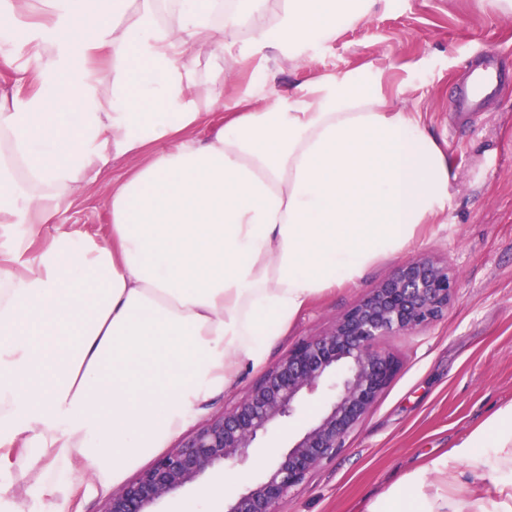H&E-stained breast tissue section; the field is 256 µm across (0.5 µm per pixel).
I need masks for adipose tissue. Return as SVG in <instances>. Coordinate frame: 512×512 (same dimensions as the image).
I'll use <instances>...</instances> for the list:
<instances>
[{
    "label": "adipose tissue",
    "instance_id": "obj_1",
    "mask_svg": "<svg viewBox=\"0 0 512 512\" xmlns=\"http://www.w3.org/2000/svg\"><path fill=\"white\" fill-rule=\"evenodd\" d=\"M378 0H0V236L54 223L89 174L115 182L105 239L61 232L0 255V467L122 483L166 447L315 298L360 280L446 210L445 149L380 80L352 70L225 104L247 65L302 61ZM215 62L202 87L197 51ZM39 61L20 66V57ZM230 117L200 140L212 112ZM431 493L418 472L366 512H512V480L464 490L458 466L512 473V401L469 429Z\"/></svg>",
    "mask_w": 512,
    "mask_h": 512
}]
</instances>
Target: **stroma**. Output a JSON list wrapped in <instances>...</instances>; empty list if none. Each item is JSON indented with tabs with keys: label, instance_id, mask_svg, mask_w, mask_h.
Here are the masks:
<instances>
[{
	"label": "stroma",
	"instance_id": "1",
	"mask_svg": "<svg viewBox=\"0 0 512 512\" xmlns=\"http://www.w3.org/2000/svg\"><path fill=\"white\" fill-rule=\"evenodd\" d=\"M499 48L505 79L472 116L454 111L467 60ZM368 68L380 75L394 107L419 113L446 149L455 175L448 209L404 251L373 265L365 277L305 308L269 347L262 367L236 382L197 418L206 423L245 397L266 368L298 343L327 332L371 288L405 261L426 255L446 265L458 288L447 314L413 336L386 339L402 366L371 411L330 461L294 488L283 512H364L368 501L417 464L438 459L494 407L512 401V18L498 17L487 0H379L372 17L341 26L335 40L312 47L298 66L267 76L250 63L224 82V99L250 84L271 81L280 91L323 75ZM135 158L109 162L55 223L40 227L39 243L57 232L104 234L113 179L135 169ZM214 473L162 501L157 512H221L211 493Z\"/></svg>",
	"mask_w": 512,
	"mask_h": 512
}]
</instances>
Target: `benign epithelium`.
<instances>
[{
  "instance_id": "obj_1",
  "label": "benign epithelium",
  "mask_w": 512,
  "mask_h": 512,
  "mask_svg": "<svg viewBox=\"0 0 512 512\" xmlns=\"http://www.w3.org/2000/svg\"><path fill=\"white\" fill-rule=\"evenodd\" d=\"M456 288L448 267L433 259L404 262L328 332L292 348L243 400L113 491L104 512H154L158 502L216 467H234L301 411L305 394L324 384L332 396L307 430L287 447H264L272 460L264 479L224 503V512H282L289 493L344 448L399 371L401 361L384 341L412 336L438 321Z\"/></svg>"
}]
</instances>
